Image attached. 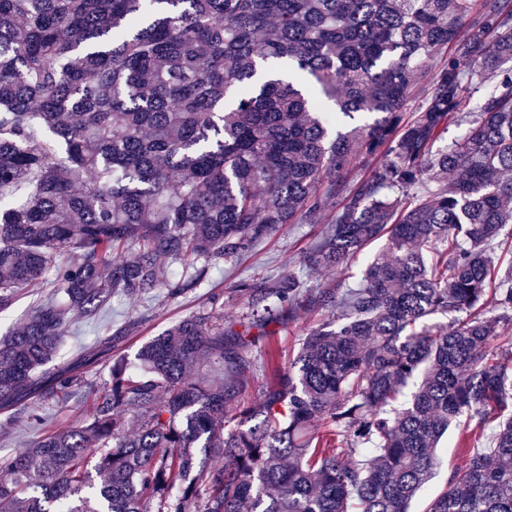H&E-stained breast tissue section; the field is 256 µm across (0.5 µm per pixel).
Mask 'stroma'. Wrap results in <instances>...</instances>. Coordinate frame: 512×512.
I'll return each instance as SVG.
<instances>
[{"mask_svg":"<svg viewBox=\"0 0 512 512\" xmlns=\"http://www.w3.org/2000/svg\"><path fill=\"white\" fill-rule=\"evenodd\" d=\"M318 224H286L268 236L254 241L248 253L239 261L223 262L214 266L198 288L172 299L166 291L145 300L122 296L101 308L94 316L74 320L59 352L53 358L52 367L66 364L80 351L93 348L98 336L108 327H119L128 321L138 320L137 330L128 336L121 352L127 361H134L140 346L158 335L181 318L220 303L225 318L235 317L242 303L235 293L238 283L252 279L277 280L297 271L299 259L306 247L321 236ZM490 435L484 434L469 440L467 447H459L456 432L445 435L437 448L439 465L434 479L411 501L409 512H423L430 496L441 489L454 472L459 471L470 452L488 447Z\"/></svg>","mask_w":512,"mask_h":512,"instance_id":"1","label":"stroma"}]
</instances>
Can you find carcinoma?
<instances>
[{
  "mask_svg": "<svg viewBox=\"0 0 512 512\" xmlns=\"http://www.w3.org/2000/svg\"><path fill=\"white\" fill-rule=\"evenodd\" d=\"M361 155L371 172L346 179ZM325 222L303 272L386 238L362 287L241 283L237 318L204 308L135 368L114 355L133 320L43 370L72 315L176 298L278 227ZM508 224L512 0H0V312L22 289L63 296L0 341V430L91 400L0 457V512H408L454 424L512 410V264L489 253ZM279 308L326 314L288 363L256 346ZM424 512H512V414ZM39 413L46 428H66L79 425L86 412L84 406L71 401L67 405L43 403Z\"/></svg>",
  "mask_w": 512,
  "mask_h": 512,
  "instance_id": "cac0c4a2",
  "label": "carcinoma"
}]
</instances>
